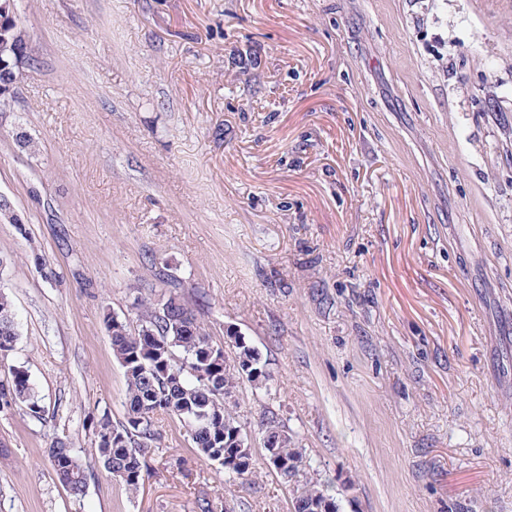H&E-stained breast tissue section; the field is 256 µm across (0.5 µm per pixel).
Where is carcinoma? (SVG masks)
Segmentation results:
<instances>
[{"instance_id": "1", "label": "carcinoma", "mask_w": 512, "mask_h": 512, "mask_svg": "<svg viewBox=\"0 0 512 512\" xmlns=\"http://www.w3.org/2000/svg\"><path fill=\"white\" fill-rule=\"evenodd\" d=\"M16 39L24 62L33 66L36 52L26 32L0 21V36ZM140 329L130 332L127 325L111 317L106 320L112 352L124 371L126 384L125 421L112 423L102 417L96 422L97 462L120 477L126 489L138 491L149 475L146 457L156 441L153 416L166 413L177 419L188 432L198 452L223 469L233 479L255 474L252 449L233 443L240 422L235 394L245 383L266 389L272 381L261 352L235 331L226 332L230 353L224 366H217L206 353L210 335L192 309L176 294L156 303L137 304ZM17 329L11 303L0 294V343L14 345ZM22 405L33 417L42 406L29 377L9 369L0 380V408ZM263 451L273 449L286 465L281 478L300 484L294 497V512H339L336 499L327 494L314 478L312 460L301 448L292 447V436L285 424L272 413L259 424ZM55 476L70 494L84 493L88 465L72 450L57 443L48 448Z\"/></svg>"}]
</instances>
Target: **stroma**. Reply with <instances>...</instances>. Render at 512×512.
Masks as SVG:
<instances>
[{
  "instance_id": "stroma-1",
  "label": "stroma",
  "mask_w": 512,
  "mask_h": 512,
  "mask_svg": "<svg viewBox=\"0 0 512 512\" xmlns=\"http://www.w3.org/2000/svg\"><path fill=\"white\" fill-rule=\"evenodd\" d=\"M0 292L43 407L0 409V512H291L155 415L136 493L106 317L178 290L272 381L239 397L340 512H512V0H22ZM89 461L76 498L48 448Z\"/></svg>"
}]
</instances>
